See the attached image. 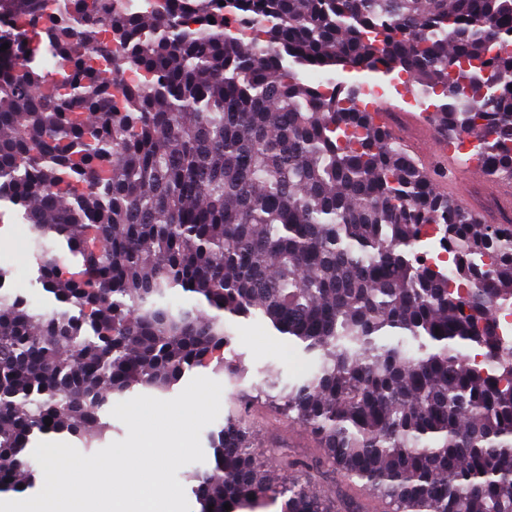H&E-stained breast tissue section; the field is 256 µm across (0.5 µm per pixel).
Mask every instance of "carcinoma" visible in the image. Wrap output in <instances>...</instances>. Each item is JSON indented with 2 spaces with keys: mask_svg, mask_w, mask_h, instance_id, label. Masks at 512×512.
<instances>
[{
  "mask_svg": "<svg viewBox=\"0 0 512 512\" xmlns=\"http://www.w3.org/2000/svg\"><path fill=\"white\" fill-rule=\"evenodd\" d=\"M5 43L0 200L24 209L57 306L0 292V492L33 485L31 437L90 444L114 396L215 358L235 372L228 323L260 316L317 361L263 393L319 455L282 456L275 483L228 418L213 467L186 473L202 512H336L314 468L385 512H512V219L440 193L364 83L300 78L399 70L512 182V0H0Z\"/></svg>",
  "mask_w": 512,
  "mask_h": 512,
  "instance_id": "obj_1",
  "label": "carcinoma"
}]
</instances>
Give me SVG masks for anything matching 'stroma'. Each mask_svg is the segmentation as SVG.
<instances>
[{
    "label": "stroma",
    "mask_w": 512,
    "mask_h": 512,
    "mask_svg": "<svg viewBox=\"0 0 512 512\" xmlns=\"http://www.w3.org/2000/svg\"><path fill=\"white\" fill-rule=\"evenodd\" d=\"M373 86L376 103H387L403 112L432 109L430 99L407 95L408 85L403 77L380 79L374 81ZM39 264L40 256L22 208L0 201V271L16 278L20 291L27 294L33 306L49 311L55 302L38 280ZM230 327L234 339L224 358L238 366V374H229L213 363L187 371V378L205 376L220 382L223 386L220 418L244 417L254 432L257 448L269 458L275 459L284 453L301 456L312 452L315 448L312 435L289 422L271 402L258 395L267 378H277L283 387L300 380L313 367L311 357L288 345L261 318L234 320ZM318 481L321 491L335 498L338 512H343L349 500L367 508L368 512H384V503L362 494L359 481L348 480L339 473L320 474Z\"/></svg>",
    "instance_id": "stroma-1"
}]
</instances>
